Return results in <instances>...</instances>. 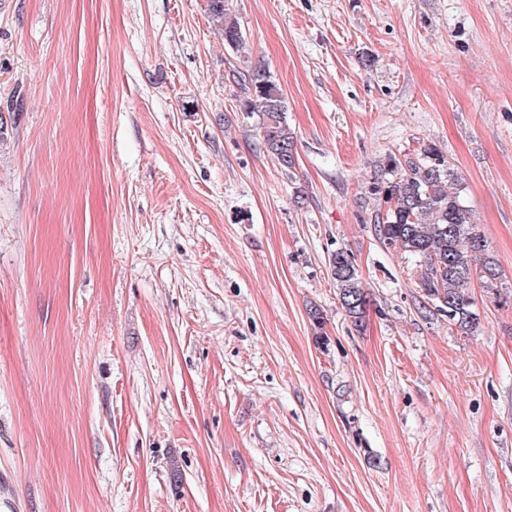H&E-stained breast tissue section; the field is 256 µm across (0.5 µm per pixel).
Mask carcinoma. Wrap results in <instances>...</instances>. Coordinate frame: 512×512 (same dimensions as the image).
<instances>
[{
	"label": "carcinoma",
	"instance_id": "1",
	"mask_svg": "<svg viewBox=\"0 0 512 512\" xmlns=\"http://www.w3.org/2000/svg\"><path fill=\"white\" fill-rule=\"evenodd\" d=\"M210 16L224 34V47L237 50L243 32L227 0H209ZM243 112L262 114L260 138L281 170L296 167V136L285 117L287 106L269 72L253 68L242 74ZM374 210L363 218L385 249H398L419 263V282L427 304L466 335L477 332L480 317L469 292L473 278L497 289L502 270L472 219L458 169L434 143L402 156L390 152L376 165L367 187ZM339 300L352 323L359 324L369 305L368 292L349 255L338 250L329 259Z\"/></svg>",
	"mask_w": 512,
	"mask_h": 512
}]
</instances>
